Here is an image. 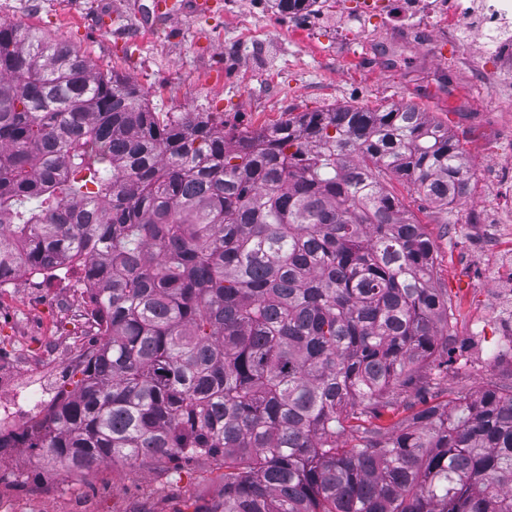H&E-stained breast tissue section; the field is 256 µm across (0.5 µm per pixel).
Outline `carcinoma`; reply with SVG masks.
Masks as SVG:
<instances>
[{"mask_svg":"<svg viewBox=\"0 0 512 512\" xmlns=\"http://www.w3.org/2000/svg\"><path fill=\"white\" fill-rule=\"evenodd\" d=\"M394 179L440 208L472 185L414 106L227 132L0 26V288L75 265L106 326L75 390L0 448L81 477L149 459L172 483L211 459L220 496L193 512H512V386L381 424L453 314Z\"/></svg>","mask_w":512,"mask_h":512,"instance_id":"obj_1","label":"carcinoma"}]
</instances>
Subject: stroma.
<instances>
[{"label":"stroma","mask_w":512,"mask_h":512,"mask_svg":"<svg viewBox=\"0 0 512 512\" xmlns=\"http://www.w3.org/2000/svg\"><path fill=\"white\" fill-rule=\"evenodd\" d=\"M153 0H0V25H25L79 49L100 70L140 86L167 116L211 112L254 129L301 112L338 106L378 110L409 104L447 126L474 175L473 189L442 213L392 182L434 244V284L445 289L455 315L441 326L448 345L439 389L478 396L489 384L512 383V251L493 250L512 225V103L485 108L487 87L461 66L463 51L425 29L417 11L380 0H320L313 11L284 17L270 0H193L184 11L145 26ZM112 15L91 26L96 9ZM78 275L50 284L28 274L0 288V389L41 386L47 399L74 390L80 357L95 318ZM21 512H182L183 492L217 498L212 465L183 462L170 485L140 464H105L86 477L50 471L38 451L12 449L0 462Z\"/></svg>","instance_id":"1"}]
</instances>
